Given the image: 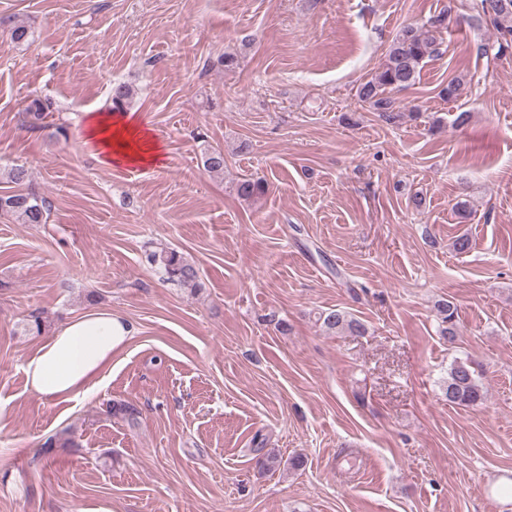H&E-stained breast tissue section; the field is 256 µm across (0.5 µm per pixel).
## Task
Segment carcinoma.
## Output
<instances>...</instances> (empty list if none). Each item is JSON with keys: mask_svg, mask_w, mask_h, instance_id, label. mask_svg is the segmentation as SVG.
<instances>
[{"mask_svg": "<svg viewBox=\"0 0 512 512\" xmlns=\"http://www.w3.org/2000/svg\"><path fill=\"white\" fill-rule=\"evenodd\" d=\"M473 6L482 9L498 33L497 54L512 48V0H475ZM454 9L448 4L446 9L431 17L420 27H405L393 39L385 59L374 76L361 84L357 90L358 98L369 104L387 121L397 122L401 112L396 100L391 97L394 91L406 89L416 83L421 64L436 52L433 32L445 25ZM32 32L27 25L16 22L8 29L7 38L14 46L22 45L30 39ZM134 90L126 84L112 87V110L123 112L130 105ZM204 168L210 174L224 173V150L213 148L204 155ZM267 183L261 180L244 179L237 185V194L244 199H253L264 195ZM49 211L47 200L34 192L22 190L0 194V213L14 217L19 224H44ZM150 261L159 265L167 279L185 288L199 285V272L174 249H162L150 254ZM441 322L446 324L445 336L455 338L457 308L450 301L438 305ZM324 328L332 333L349 331L355 334L365 332V326L359 320L340 310H330L320 314ZM448 402L459 406H473L484 398L483 386L470 363L455 361L449 371L445 387ZM105 412L110 417L121 418L131 424L137 422L139 411L127 401H110Z\"/></svg>", "mask_w": 512, "mask_h": 512, "instance_id": "cac0c4a2", "label": "carcinoma"}]
</instances>
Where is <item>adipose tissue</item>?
I'll return each instance as SVG.
<instances>
[{
  "mask_svg": "<svg viewBox=\"0 0 512 512\" xmlns=\"http://www.w3.org/2000/svg\"><path fill=\"white\" fill-rule=\"evenodd\" d=\"M86 138L107 166L153 167L162 157L161 145L132 112L90 115ZM134 333L130 320L108 308L68 319L25 363L27 388L55 404L88 396L111 372L113 354Z\"/></svg>",
  "mask_w": 512,
  "mask_h": 512,
  "instance_id": "adipose-tissue-1",
  "label": "adipose tissue"
}]
</instances>
